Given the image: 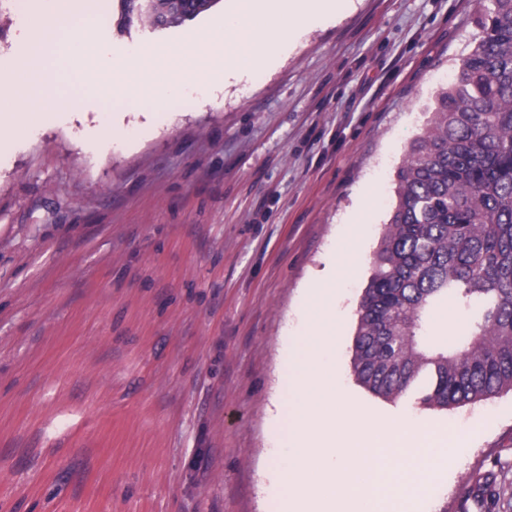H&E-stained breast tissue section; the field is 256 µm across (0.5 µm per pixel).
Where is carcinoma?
<instances>
[{
    "label": "carcinoma",
    "instance_id": "obj_1",
    "mask_svg": "<svg viewBox=\"0 0 512 512\" xmlns=\"http://www.w3.org/2000/svg\"><path fill=\"white\" fill-rule=\"evenodd\" d=\"M124 25L168 29L219 0H119ZM480 36L442 89L396 172V202L371 258L352 368L395 399L425 383L441 409L512 391V0L477 17ZM453 300L464 335L431 334V313ZM467 496L492 512L496 475Z\"/></svg>",
    "mask_w": 512,
    "mask_h": 512
}]
</instances>
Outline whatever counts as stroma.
<instances>
[{"label":"stroma","instance_id":"1","mask_svg":"<svg viewBox=\"0 0 512 512\" xmlns=\"http://www.w3.org/2000/svg\"><path fill=\"white\" fill-rule=\"evenodd\" d=\"M100 65L174 42L92 0ZM492 0H354L265 71L181 82L150 119L64 107L0 139V512H272L279 366L310 284L336 288L339 384L383 421L464 435L418 512L495 469L512 512V392L440 409L376 397L351 357L396 171Z\"/></svg>","mask_w":512,"mask_h":512}]
</instances>
